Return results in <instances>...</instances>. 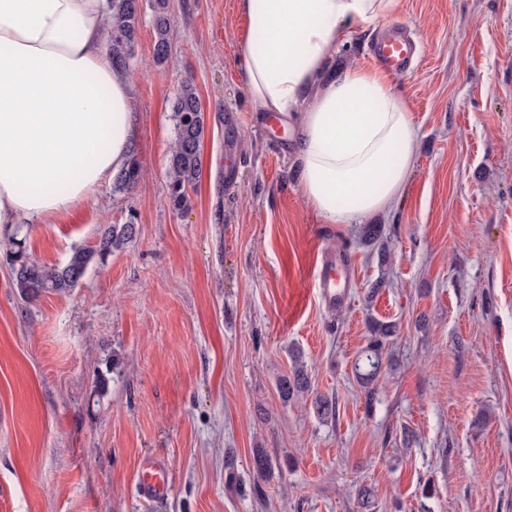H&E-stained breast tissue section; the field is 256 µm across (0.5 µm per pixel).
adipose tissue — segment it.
<instances>
[{
  "mask_svg": "<svg viewBox=\"0 0 512 512\" xmlns=\"http://www.w3.org/2000/svg\"><path fill=\"white\" fill-rule=\"evenodd\" d=\"M398 4L238 0L252 108L300 113L299 187L331 224L389 211L413 164L417 131L392 75L327 65L346 31ZM108 13L107 0H0V224L50 220L127 166L132 81L112 68Z\"/></svg>",
  "mask_w": 512,
  "mask_h": 512,
  "instance_id": "1",
  "label": "adipose tissue"
}]
</instances>
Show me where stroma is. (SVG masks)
I'll use <instances>...</instances> for the list:
<instances>
[{
  "mask_svg": "<svg viewBox=\"0 0 512 512\" xmlns=\"http://www.w3.org/2000/svg\"><path fill=\"white\" fill-rule=\"evenodd\" d=\"M170 6L166 63L147 5L130 62L142 179L22 233L46 267L110 224L136 220V239L26 299L0 225V512H361L364 487L374 512H512V0H399L390 22L420 53L395 81L418 141L371 218L380 246L306 205L291 120L253 111L240 81L238 0ZM375 33L348 31L333 69L372 68ZM185 80L206 132L181 212L166 171ZM339 251L353 276L332 308L314 277ZM373 320L397 333L370 406L355 365ZM297 350L334 419L280 399ZM150 456L172 476L159 503L137 489Z\"/></svg>",
  "mask_w": 512,
  "mask_h": 512,
  "instance_id": "obj_1",
  "label": "stroma"
}]
</instances>
